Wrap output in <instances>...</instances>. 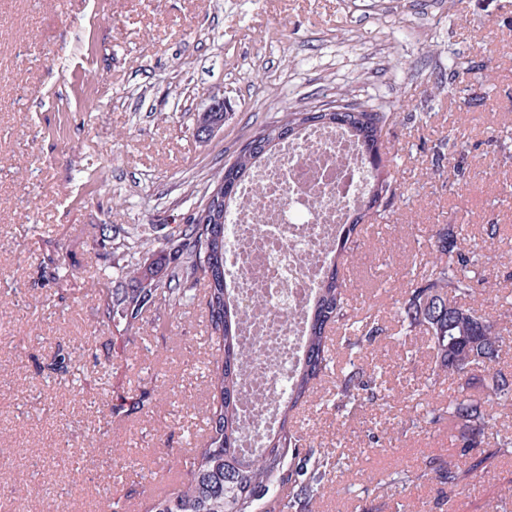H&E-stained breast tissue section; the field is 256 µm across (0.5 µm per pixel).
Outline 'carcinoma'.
Segmentation results:
<instances>
[{"label": "carcinoma", "mask_w": 512, "mask_h": 512, "mask_svg": "<svg viewBox=\"0 0 512 512\" xmlns=\"http://www.w3.org/2000/svg\"><path fill=\"white\" fill-rule=\"evenodd\" d=\"M320 118L321 124L342 127L360 142L372 174V193L381 194L383 208H388L397 191L394 181L382 171L381 133L389 120L388 113L363 104L356 112H325ZM265 145L262 140L254 149L243 150L228 172L218 174L217 182L227 184L231 194L228 206L208 207L195 223L178 229L169 238L177 261L174 275L188 279L200 271L207 277L210 336L221 355L214 362L211 378L214 402L206 441L183 461L187 489L153 501L148 512H313L318 492L331 473L329 460L288 426V418L306 401L329 366L326 327L347 318L344 278L335 261L325 271L321 287L308 304L305 354L300 365L284 377L287 397L279 427L268 436L265 447L255 453L247 454L239 445L243 430L239 416L241 369L254 352L240 343L239 314L225 303L224 219L232 204H240V185L277 148L275 144L268 149ZM366 217L368 214L361 207L353 213L338 238L336 255L350 250L351 236ZM478 264L477 260L462 257L435 268L427 284L405 292L397 311L402 330L430 335L439 366L459 375L481 361H496L504 347H512V339L501 336L490 320L473 308L455 303L459 297H475V284L488 283L478 271ZM122 271L139 278L142 287L130 295L121 288L98 289V308L107 320L118 316L133 329L157 296H163L170 305L183 298L179 289L155 280L148 268L127 264ZM349 330L353 338L347 339V345L356 348L372 342L382 334L383 327L379 319L369 315L350 323ZM364 392L375 398L382 392V384L378 375L351 361L338 385L336 400L344 407L353 406ZM490 402L512 407L511 376L495 372L483 383L482 395L462 393L449 400L448 417L455 424L454 438L463 447L477 444L491 425L493 417L486 410ZM429 465L442 483L451 487L465 477L450 463L433 458Z\"/></svg>", "instance_id": "cac0c4a2"}]
</instances>
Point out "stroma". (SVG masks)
I'll use <instances>...</instances> for the list:
<instances>
[{
    "label": "stroma",
    "instance_id": "stroma-1",
    "mask_svg": "<svg viewBox=\"0 0 512 512\" xmlns=\"http://www.w3.org/2000/svg\"><path fill=\"white\" fill-rule=\"evenodd\" d=\"M343 96L389 112L397 195L343 264L386 331L355 349L334 333L296 418L339 462L313 512H512V408L489 405L481 444L460 448L448 401L481 394L486 369L448 373L397 322L447 261L445 227L490 281L463 306L512 337V0H0V512H147L184 490L212 404L207 280L133 330L94 289L138 288L129 261L170 280L168 235L245 142ZM218 100L224 124L199 138ZM351 360L384 399L337 406ZM434 457L466 478L441 484Z\"/></svg>",
    "mask_w": 512,
    "mask_h": 512
}]
</instances>
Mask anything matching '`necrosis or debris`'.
<instances>
[{
  "label": "necrosis or debris",
  "mask_w": 512,
  "mask_h": 512,
  "mask_svg": "<svg viewBox=\"0 0 512 512\" xmlns=\"http://www.w3.org/2000/svg\"><path fill=\"white\" fill-rule=\"evenodd\" d=\"M359 142L313 126L280 145L239 190L225 226L224 272L241 310L240 336L256 350L243 368L240 446L262 448L279 424L281 378L302 359L308 309L336 238L370 194Z\"/></svg>",
  "instance_id": "1"
}]
</instances>
